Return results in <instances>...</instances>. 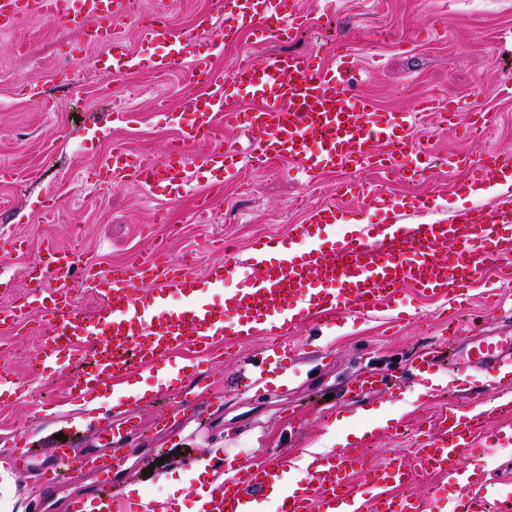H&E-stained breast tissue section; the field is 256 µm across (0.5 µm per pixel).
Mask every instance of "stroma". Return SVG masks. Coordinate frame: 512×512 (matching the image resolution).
<instances>
[{
	"label": "stroma",
	"mask_w": 512,
	"mask_h": 512,
	"mask_svg": "<svg viewBox=\"0 0 512 512\" xmlns=\"http://www.w3.org/2000/svg\"><path fill=\"white\" fill-rule=\"evenodd\" d=\"M145 15L164 14L179 33L190 31L198 15L214 10L215 0H142ZM308 17L293 40L259 42L251 36L225 46L215 62L231 72L241 52L258 55L315 54L331 60L336 45H344L355 64L352 88L371 96L392 112L415 110L426 96L443 97L463 105L453 123L434 114L417 116L415 137L428 142L437 163L423 179L366 176L369 189L400 200L428 196L429 208L417 213L423 223L474 201L463 190V175L449 174L444 163L452 153L499 150L512 152V98L503 85H512V44L500 36L512 30V0H297ZM100 50L82 43L78 32L56 23L31 19L0 34V162L15 166L20 177L0 182V228L24 240L19 254L0 247V269L12 279L13 295H30L29 270L46 245L65 247L80 239L84 257L102 269L148 255L161 245L168 258H197L196 272L207 264L226 261L228 253L248 251L261 235L287 234L290 225L309 223L316 206L336 203L345 213L334 230H322L320 243L329 244L354 224H377L382 214L367 200L338 197L339 182L352 179L349 171L306 179L288 164L246 168L243 184L225 183L221 198L205 213H197L190 191L177 197L150 196L144 189L119 180L104 181L99 169L113 147L139 156L160 155L165 143L191 117L192 87L185 74L158 77L134 68L113 79L99 71ZM129 112L125 121L112 119L114 105ZM494 113L486 131L474 132L470 115ZM170 211V224L155 223L157 209ZM231 252L217 248V241ZM466 308L442 298H427L405 287L397 303L412 311L410 321L398 324L395 305L379 304L372 312L332 324L303 326L290 341L303 345L319 336L327 358L308 357L294 381L269 379L263 387L240 384L244 367L260 352L264 335L232 339L215 352L209 373L221 395H200L196 405L183 408L185 391L179 382H161L168 360L136 371L132 379L151 389L138 405L139 424L129 433L133 449L120 472L113 474L117 500H170V480L184 485L180 508L190 512L194 493L208 471L190 472L188 459L208 460L215 451L239 463L260 464L275 458L294 462L303 453L316 458L335 454L342 443L337 422L357 426L360 410L396 415L402 433L380 430L367 441L371 463H412L417 431L433 426L436 417L458 401L455 378L447 368L434 376L433 397L423 395L424 372L412 361L431 348L440 356L464 354L477 336L512 334V280L499 279L488 266L469 291ZM28 325L0 333V344L14 355L17 386L0 392V497L10 496L13 512H30L38 501L41 512H67L70 496L81 494L95 476L91 469L73 471L58 489L39 483L43 459L58 447L59 436H71L80 402L68 396L74 368L42 371L30 362L40 342V319L27 311ZM456 335H449V328ZM388 377V392L345 396L353 381L367 373ZM34 390L45 408L24 401L21 388ZM512 398V380L488 384L483 409L491 417L482 446L465 456L466 482L428 476L414 486L432 512H452L456 503L476 493L493 507L512 503V440L493 433L507 424L493 407ZM178 411L176 428L156 431V417ZM25 434L31 459L28 470L15 471L8 462L12 442Z\"/></svg>",
	"instance_id": "1"
}]
</instances>
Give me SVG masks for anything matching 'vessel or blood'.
Segmentation results:
<instances>
[{
  "mask_svg": "<svg viewBox=\"0 0 512 512\" xmlns=\"http://www.w3.org/2000/svg\"><path fill=\"white\" fill-rule=\"evenodd\" d=\"M216 10L224 16L226 35L234 39L245 32L287 41L304 23L294 0H217ZM28 17L58 20L69 27L97 23L98 38L106 47L102 69L112 75L126 74L143 62L161 75L185 72L196 89L188 102L192 121L180 126L160 157L113 149L105 175L151 192L186 188L199 174L213 173L214 181L200 186L198 212L208 210L211 196L222 191L225 181L240 178L243 156L260 164L286 161L310 177L363 169L384 175L402 171L413 179L430 169V152L411 133L412 114L382 110L352 92L353 68L346 52H337L330 63L300 54L247 55L225 75L215 69L211 55L191 50L198 36L212 32L209 14L198 18L190 35L164 23L146 26L134 51L115 37L122 25L138 17L133 0H0V28ZM161 39L173 42L175 50L158 58L153 45ZM228 83L249 88L253 106L226 94ZM221 115L239 130L238 141L216 143ZM461 168L470 172L475 184L498 187L491 209L473 205L424 224H356L342 239L323 247L312 243L314 228L338 221L335 208L324 206L316 211L314 225L294 224L286 236L255 241L245 267L228 260L199 273L159 250L103 272L95 264L79 263L75 251L46 247L31 268L41 289L29 306L41 313L46 329L37 361L42 368L58 370L66 366L62 350L85 351V367L71 386L76 399L104 384L120 391L121 379L132 367L176 359L189 349L194 353V387L205 391L210 387L205 363L211 349L220 340L240 336L244 325L261 326L269 341L253 363L255 373L263 377L269 373L270 355L287 356V337L305 322L367 314L380 301L396 298L403 286L465 304L466 289L480 278L484 266L512 254V153L449 157V171ZM338 190L369 197L379 210L391 206L380 192H369L362 183L346 181ZM229 278L236 279V288L225 293L223 303L209 302L204 284L219 285ZM79 287L96 289L103 298L104 331L95 329L76 298ZM448 367L489 378L512 371V336L476 341L465 360H449ZM477 397L476 391L467 390L461 404L449 408L439 433L418 442L412 469L395 463L372 466L357 447L341 449L295 477L276 459L255 468L212 457L208 466L223 480L201 512H242L274 484L282 496L278 512H338L342 507L347 512H420L414 496L392 497L385 490L432 473L452 480L463 475L464 453L476 447L483 431L482 414L471 410ZM128 447L118 432L97 451L84 436L73 435L52 451L41 479L51 487L68 469L91 466L104 479L89 488L87 498L74 500L70 512H88L91 501L111 505L110 475ZM358 472L366 473L368 484L379 491L371 506H364L353 482Z\"/></svg>",
  "mask_w": 512,
  "mask_h": 512,
  "instance_id": "1",
  "label": "vessel or blood"
}]
</instances>
